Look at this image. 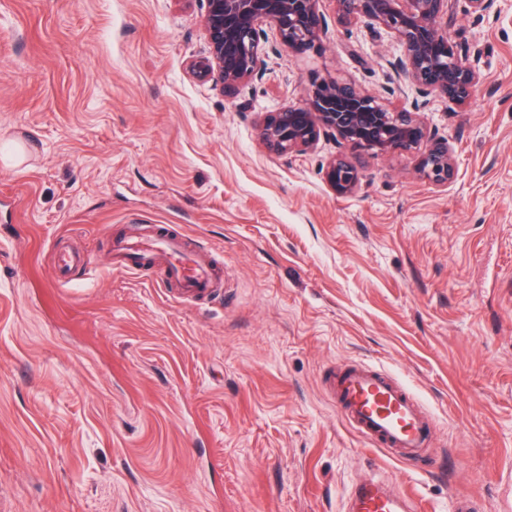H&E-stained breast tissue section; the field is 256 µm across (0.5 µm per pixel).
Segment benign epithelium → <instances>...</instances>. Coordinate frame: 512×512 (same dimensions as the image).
Returning <instances> with one entry per match:
<instances>
[{
  "instance_id": "obj_1",
  "label": "benign epithelium",
  "mask_w": 512,
  "mask_h": 512,
  "mask_svg": "<svg viewBox=\"0 0 512 512\" xmlns=\"http://www.w3.org/2000/svg\"><path fill=\"white\" fill-rule=\"evenodd\" d=\"M341 23L361 19L384 28L402 46L392 64L399 85L421 97L440 96L463 104L475 92L479 77L448 41L444 18L448 0H333ZM322 0H206L203 29L206 57L192 63L203 79L210 78L227 96L238 94L264 73L265 27L276 30L282 43L302 52L316 46L326 32ZM268 152L285 156L311 148L321 136H332L338 148L376 155L409 151L425 145L420 173L436 184L454 176L448 141L432 133L404 106L386 104L355 83L317 78L303 106L269 112L258 126ZM326 179L340 195L353 193L359 168L339 153L327 164Z\"/></svg>"
}]
</instances>
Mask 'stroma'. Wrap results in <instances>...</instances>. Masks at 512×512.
Instances as JSON below:
<instances>
[{
  "instance_id": "obj_1",
  "label": "stroma",
  "mask_w": 512,
  "mask_h": 512,
  "mask_svg": "<svg viewBox=\"0 0 512 512\" xmlns=\"http://www.w3.org/2000/svg\"><path fill=\"white\" fill-rule=\"evenodd\" d=\"M303 53L268 31L266 73L233 97L194 74L203 0H0V512H347L352 483L408 487L422 512H507L512 489V0H450L448 39L481 81L464 105L398 92L396 42L339 22ZM317 76L416 108L447 139L417 152L333 138L270 155L266 113ZM156 224L221 288L174 299L112 267ZM87 251L71 285L56 255ZM361 360L428 408L425 461L355 433L323 376ZM326 179L340 195L353 193L361 180L359 168L343 153H339L327 164Z\"/></svg>"
}]
</instances>
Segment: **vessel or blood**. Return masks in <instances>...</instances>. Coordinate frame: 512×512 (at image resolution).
<instances>
[{
  "label": "vessel or blood",
  "instance_id": "vessel-or-blood-1",
  "mask_svg": "<svg viewBox=\"0 0 512 512\" xmlns=\"http://www.w3.org/2000/svg\"><path fill=\"white\" fill-rule=\"evenodd\" d=\"M117 267L138 271L158 267L163 283H178L176 299L214 294L213 272L199 252L187 250L179 235L152 228L112 243ZM326 390L342 418L361 437L391 458L421 460L429 446L430 422L412 394L386 372L347 363L330 372ZM350 512H416L411 493L401 485L364 478L353 487Z\"/></svg>",
  "mask_w": 512,
  "mask_h": 512
}]
</instances>
